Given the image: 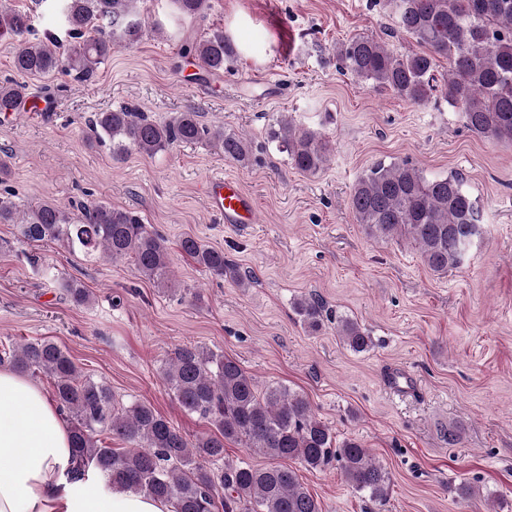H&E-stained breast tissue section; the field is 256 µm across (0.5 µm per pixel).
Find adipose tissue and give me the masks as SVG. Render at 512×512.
<instances>
[{
	"label": "adipose tissue",
	"mask_w": 512,
	"mask_h": 512,
	"mask_svg": "<svg viewBox=\"0 0 512 512\" xmlns=\"http://www.w3.org/2000/svg\"><path fill=\"white\" fill-rule=\"evenodd\" d=\"M73 465L69 427L43 388L0 366V512H170L134 491L102 492L66 477Z\"/></svg>",
	"instance_id": "obj_1"
}]
</instances>
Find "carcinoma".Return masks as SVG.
Returning <instances> with one entry per match:
<instances>
[{
  "mask_svg": "<svg viewBox=\"0 0 512 512\" xmlns=\"http://www.w3.org/2000/svg\"><path fill=\"white\" fill-rule=\"evenodd\" d=\"M171 2L184 17L201 14L207 5V0ZM140 3L62 0L71 37L62 52L54 40H29V13L0 0V35L15 40L13 68L20 75L64 71L87 78L112 50L163 33ZM384 6L394 11L399 28L422 50L397 54L379 39L354 36L335 48L340 68L415 104L424 105L437 96L463 114L468 129L493 140L512 141V0H385ZM180 53L210 73L233 66L239 56L238 47L222 30L184 41ZM441 57L450 61V70L438 78L435 68ZM23 98L21 86L1 84L0 112L14 111ZM89 129L98 142L110 146L116 161L131 150L152 157L175 144L197 143L231 161L249 159L245 141L222 127L203 124L189 109L158 123L123 107L96 114ZM268 142L303 173L321 170L331 151L320 133L286 115L270 125ZM350 208L370 236L412 241L435 273L460 265L480 235V210L459 172L429 178L406 161H380L357 180ZM0 224L17 225L20 238L31 246L50 240L72 251L97 252L113 263L129 259L142 278L171 289L166 240L127 209L95 202L75 215L61 204L40 201L20 211L12 201L0 198ZM179 249L210 275H227L245 284L246 278L226 260L224 251L192 235L179 241ZM64 289L73 304L89 303L90 293L80 282L68 279ZM294 309L310 331L322 328V301L305 296ZM336 333L353 352L370 348L368 331L352 318L337 320ZM2 360L21 373H43L53 380L52 398L70 421L72 480L84 479L92 468L111 487L147 493L168 503L173 512H214L218 498L224 512H322L286 461L298 460L318 470L335 459L355 490L380 503L388 499L389 473L361 442H337L304 396L282 386L262 391L235 359L205 347L181 346L163 368V379L179 406L215 428L194 440L149 403L117 406L111 388L81 374L52 341L27 340L7 357L0 356ZM102 434L127 447L104 445ZM226 440L239 441L272 463L262 468L248 463L224 467Z\"/></svg>",
  "mask_w": 512,
  "mask_h": 512,
  "instance_id": "1",
  "label": "carcinoma"
}]
</instances>
